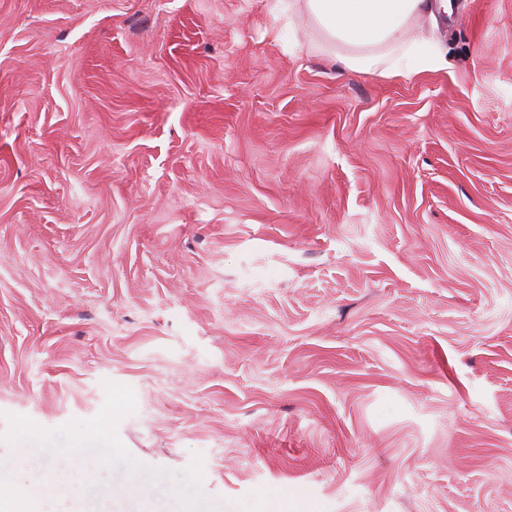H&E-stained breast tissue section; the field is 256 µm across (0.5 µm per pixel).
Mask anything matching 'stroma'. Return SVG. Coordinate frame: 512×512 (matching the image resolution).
<instances>
[{
  "mask_svg": "<svg viewBox=\"0 0 512 512\" xmlns=\"http://www.w3.org/2000/svg\"><path fill=\"white\" fill-rule=\"evenodd\" d=\"M419 34L385 80L280 0H0L1 493L512 512V0Z\"/></svg>",
  "mask_w": 512,
  "mask_h": 512,
  "instance_id": "1",
  "label": "stroma"
}]
</instances>
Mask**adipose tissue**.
Returning <instances> with one entry per match:
<instances>
[{
  "label": "adipose tissue",
  "mask_w": 512,
  "mask_h": 512,
  "mask_svg": "<svg viewBox=\"0 0 512 512\" xmlns=\"http://www.w3.org/2000/svg\"><path fill=\"white\" fill-rule=\"evenodd\" d=\"M323 52L343 69L409 78L448 66L445 52L413 32L448 12V0H295Z\"/></svg>",
  "instance_id": "obj_1"
}]
</instances>
